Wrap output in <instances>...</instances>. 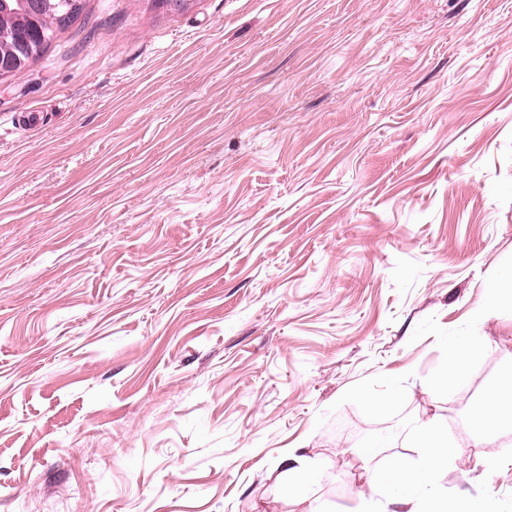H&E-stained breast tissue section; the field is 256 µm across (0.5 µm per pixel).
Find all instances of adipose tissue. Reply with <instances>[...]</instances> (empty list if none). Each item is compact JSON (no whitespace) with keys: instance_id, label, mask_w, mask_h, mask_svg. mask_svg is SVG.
Segmentation results:
<instances>
[{"instance_id":"ef3b65f1","label":"adipose tissue","mask_w":512,"mask_h":512,"mask_svg":"<svg viewBox=\"0 0 512 512\" xmlns=\"http://www.w3.org/2000/svg\"><path fill=\"white\" fill-rule=\"evenodd\" d=\"M488 347V341L479 336L450 339L451 359L434 378V396L464 394L467 370ZM507 431H512V368L488 383L473 405L470 416V434L478 447L493 446ZM412 444L420 450L416 467L409 469L394 464L369 472L366 505H373L375 495L384 492L389 504L401 508L417 502L423 512H493L488 502L466 498L451 502L445 496L441 475L457 459L453 450L455 441L447 422L436 416L417 422L412 432ZM282 477L298 499L308 502V512H321L313 493L317 472L306 458L285 455Z\"/></svg>"}]
</instances>
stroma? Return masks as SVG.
Listing matches in <instances>:
<instances>
[{
    "label": "stroma",
    "mask_w": 512,
    "mask_h": 512,
    "mask_svg": "<svg viewBox=\"0 0 512 512\" xmlns=\"http://www.w3.org/2000/svg\"><path fill=\"white\" fill-rule=\"evenodd\" d=\"M511 254L512 0H83L0 80V512H306L292 448L360 512L433 413L449 500L512 512V432L491 473L469 433ZM507 271L498 277L486 281L484 288L487 290L485 308L478 310L475 317L480 318L484 313H491L509 304L512 307V257L503 262ZM490 347V343L479 336H466L448 340L451 359L447 367L440 370L433 382V395L459 396L466 392L464 377L470 366Z\"/></svg>",
    "instance_id": "1"
}]
</instances>
